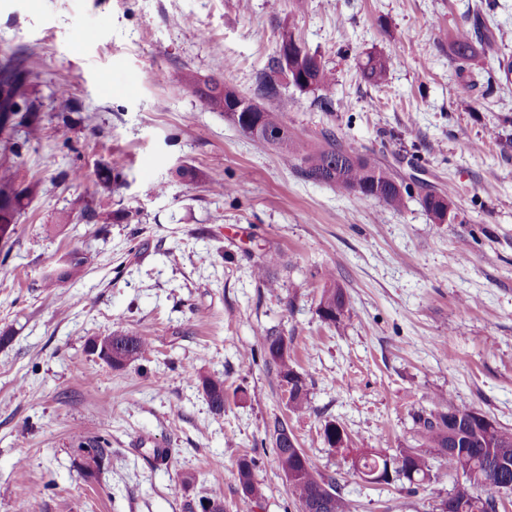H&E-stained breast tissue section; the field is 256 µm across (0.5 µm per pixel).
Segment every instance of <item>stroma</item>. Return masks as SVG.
Returning a JSON list of instances; mask_svg holds the SVG:
<instances>
[{
    "label": "stroma",
    "mask_w": 512,
    "mask_h": 512,
    "mask_svg": "<svg viewBox=\"0 0 512 512\" xmlns=\"http://www.w3.org/2000/svg\"><path fill=\"white\" fill-rule=\"evenodd\" d=\"M477 13L512 56V0H0V58H24L41 127L16 153L0 134V174L34 189L0 237V512H190L215 490L224 512H300L278 417L352 512H439L464 486L369 483L353 463L408 445L436 395L512 429V83L480 55L461 94L450 49ZM288 29L335 85L325 112L282 84L284 123L377 157L409 188L401 209L303 178L183 84L191 71L251 95ZM370 53L394 59L377 87L359 69ZM445 190L454 217L436 224L420 198ZM89 207L139 220L101 230ZM274 251L279 285L265 288L253 270ZM72 253L83 277L57 279ZM333 282L350 309L336 326L317 312ZM271 328L310 414L289 412L264 360ZM114 330L149 352L121 369L87 352ZM204 375L223 379V413ZM328 420L345 447L324 443ZM81 435L110 443L91 476ZM244 457L262 498L242 494Z\"/></svg>",
    "instance_id": "stroma-1"
}]
</instances>
